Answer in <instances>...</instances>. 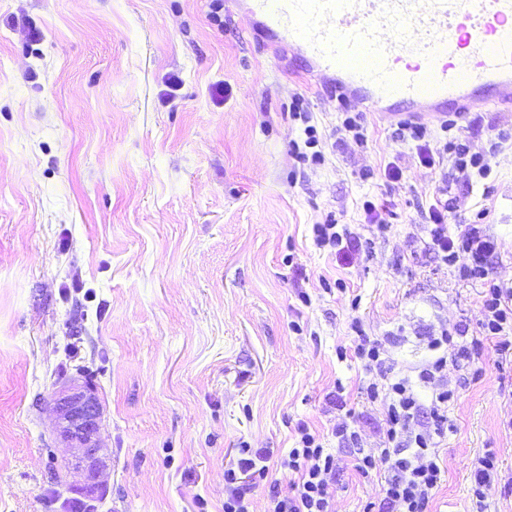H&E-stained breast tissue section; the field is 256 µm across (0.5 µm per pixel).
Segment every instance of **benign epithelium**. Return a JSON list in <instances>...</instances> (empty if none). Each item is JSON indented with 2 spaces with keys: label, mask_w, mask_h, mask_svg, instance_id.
<instances>
[{
  "label": "benign epithelium",
  "mask_w": 512,
  "mask_h": 512,
  "mask_svg": "<svg viewBox=\"0 0 512 512\" xmlns=\"http://www.w3.org/2000/svg\"><path fill=\"white\" fill-rule=\"evenodd\" d=\"M51 403L57 435L70 448L61 471L72 481L64 487L91 500L101 499L110 459L100 443L103 407L96 386L79 374L53 392Z\"/></svg>",
  "instance_id": "1"
}]
</instances>
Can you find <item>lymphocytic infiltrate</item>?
<instances>
[{"label":"lymphocytic infiltrate","mask_w":512,"mask_h":512,"mask_svg":"<svg viewBox=\"0 0 512 512\" xmlns=\"http://www.w3.org/2000/svg\"><path fill=\"white\" fill-rule=\"evenodd\" d=\"M428 135L427 125L420 122L398 123L394 131L396 140L414 142L425 167L439 166L449 158L460 169H475L479 179L491 178L493 169L487 153L471 152L467 144L457 139L446 141L435 151ZM447 217V201L435 198L428 208L423 249L447 265L454 264L459 253L469 254L471 262L460 267L459 275L483 288L482 332L472 339L462 326L441 332L431 338L433 356L417 367L415 377L395 380L388 377L387 351L382 342L360 337L355 353L365 368L377 376L376 382L367 386L366 396L369 402H382L386 431L376 448L369 450L364 448L359 433L347 426H337L334 435L339 445L353 449L355 468L362 477H370L377 462L387 466L382 496L367 504V512H429L441 477L436 439L444 433L445 412L454 397L448 386L449 363L463 360L467 365H477L487 343L500 354H512V289L490 279L488 267L489 258L500 254L503 244L479 224L466 225L459 234L450 235ZM424 390L429 393L425 400L420 397ZM424 412L430 413L432 427L420 425L419 417ZM297 433L295 447L280 457L282 469L291 478V491L284 495L278 489H270L264 512H331L332 486L340 459L325 451L307 425H299ZM270 454L267 448L242 449L236 466L225 470L228 494L224 512H252L251 493L268 475L265 462Z\"/></svg>","instance_id":"obj_1"}]
</instances>
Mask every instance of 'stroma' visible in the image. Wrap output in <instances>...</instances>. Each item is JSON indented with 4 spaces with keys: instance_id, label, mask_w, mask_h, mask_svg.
I'll return each instance as SVG.
<instances>
[{
    "instance_id": "35a3bbf8",
    "label": "stroma",
    "mask_w": 512,
    "mask_h": 512,
    "mask_svg": "<svg viewBox=\"0 0 512 512\" xmlns=\"http://www.w3.org/2000/svg\"><path fill=\"white\" fill-rule=\"evenodd\" d=\"M304 96L323 165L299 163ZM365 143L336 146L341 106L294 56L277 58L226 0H0V512H65L49 481L69 450L52 431L58 368L96 369L112 463L96 512H224L240 446L287 452L306 423L339 451L333 512H364L362 478L333 430L366 447L385 430L358 335L385 341L394 375L430 337L478 335L482 288L423 251L448 190V231L488 209L504 244L491 276L512 287V144L490 194L469 171L429 169L359 105ZM461 138L489 151L512 107L468 112ZM403 156V177L384 169ZM386 205L369 225L364 200ZM335 215L358 246L314 243ZM456 399L432 512H472L470 465L493 454L488 512H512V361L449 365Z\"/></svg>"
}]
</instances>
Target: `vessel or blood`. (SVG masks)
<instances>
[{"label": "vessel or blood", "mask_w": 512, "mask_h": 512, "mask_svg": "<svg viewBox=\"0 0 512 512\" xmlns=\"http://www.w3.org/2000/svg\"><path fill=\"white\" fill-rule=\"evenodd\" d=\"M271 51L286 47L344 99L395 118L512 104V0H246Z\"/></svg>", "instance_id": "1"}]
</instances>
